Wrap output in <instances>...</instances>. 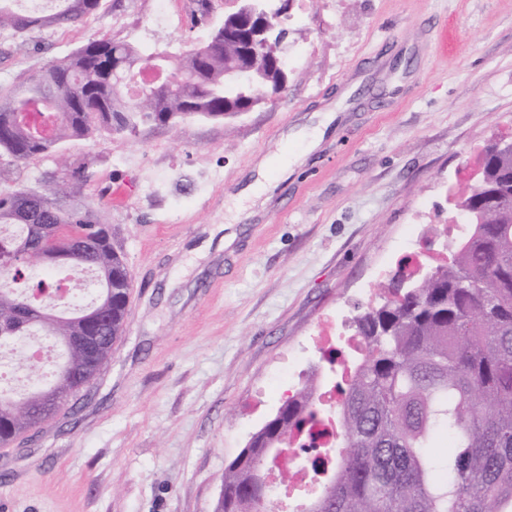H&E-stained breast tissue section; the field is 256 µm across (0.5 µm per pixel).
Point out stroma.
<instances>
[{
	"label": "stroma",
	"mask_w": 512,
	"mask_h": 512,
	"mask_svg": "<svg viewBox=\"0 0 512 512\" xmlns=\"http://www.w3.org/2000/svg\"><path fill=\"white\" fill-rule=\"evenodd\" d=\"M195 0H103L0 44V86L102 37L185 50ZM288 95L232 122L93 135L15 164L0 190L86 165L80 185L132 275L127 330L87 394L0 447V512H214L224 468L380 302L378 272L441 229L461 168L512 133V0H291ZM334 113L323 123V113ZM321 127L303 165L288 141ZM265 209L243 194L260 159Z\"/></svg>",
	"instance_id": "stroma-1"
}]
</instances>
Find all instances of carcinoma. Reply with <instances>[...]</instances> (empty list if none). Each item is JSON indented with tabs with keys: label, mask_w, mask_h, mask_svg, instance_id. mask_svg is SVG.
<instances>
[{
	"label": "carcinoma",
	"mask_w": 512,
	"mask_h": 512,
	"mask_svg": "<svg viewBox=\"0 0 512 512\" xmlns=\"http://www.w3.org/2000/svg\"><path fill=\"white\" fill-rule=\"evenodd\" d=\"M0 0V38L71 27L97 13L102 0H58L47 14L20 13ZM225 32L181 55L139 51L113 38L92 40L73 53L0 87V154L18 164L51 154L65 142L94 133L134 135L142 124L239 118L284 81L277 56L250 55V19L224 14ZM167 58L168 79L139 99L119 78L133 63ZM243 63L258 74L253 87L224 84V64ZM83 167L45 174L37 188L0 191V364L19 365L31 378L42 367L16 363L11 336L36 330L60 347L51 380L19 393L0 385V444L38 428L70 400L85 395L112 360L125 333L130 271L112 248L107 224L74 187ZM512 152L488 143L482 172L459 207L473 217L470 236L448 261L403 284L394 275L383 302L355 319L362 353L337 364L336 416L315 404L304 384L278 408L248 446L224 469V501L215 512H271L268 488L257 471L274 465L273 445L292 439L305 449L322 481L295 512H512ZM94 274L90 302L50 309L31 300L47 278ZM94 319L104 335L88 352L71 342ZM336 424L342 452L315 446L318 425Z\"/></svg>",
	"instance_id": "1"
}]
</instances>
